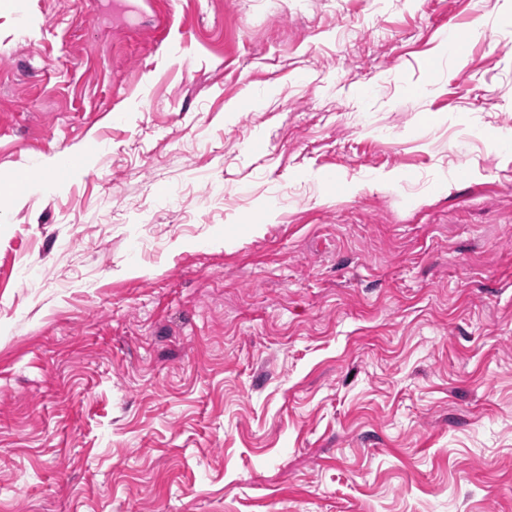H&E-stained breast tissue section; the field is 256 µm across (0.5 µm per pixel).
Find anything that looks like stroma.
<instances>
[{
	"instance_id": "stroma-1",
	"label": "stroma",
	"mask_w": 512,
	"mask_h": 512,
	"mask_svg": "<svg viewBox=\"0 0 512 512\" xmlns=\"http://www.w3.org/2000/svg\"><path fill=\"white\" fill-rule=\"evenodd\" d=\"M158 4L0 0V512H512L503 0Z\"/></svg>"
}]
</instances>
